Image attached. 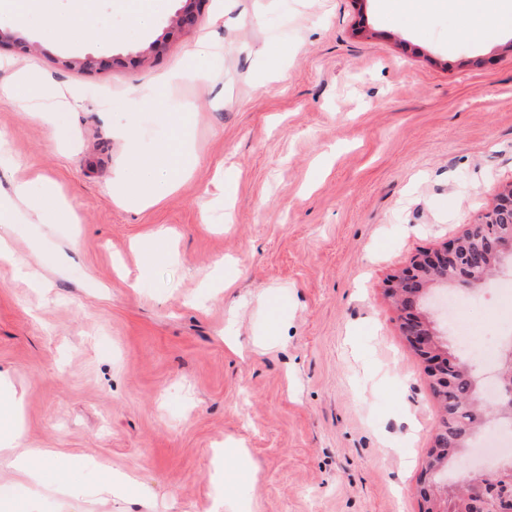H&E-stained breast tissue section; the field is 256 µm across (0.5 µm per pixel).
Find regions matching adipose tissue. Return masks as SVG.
Here are the masks:
<instances>
[{
    "mask_svg": "<svg viewBox=\"0 0 512 512\" xmlns=\"http://www.w3.org/2000/svg\"><path fill=\"white\" fill-rule=\"evenodd\" d=\"M447 6L460 20L452 30L455 39L478 38L498 25L497 13L489 0H399V9L413 22H423L440 6ZM9 10L19 22L36 17L42 30L71 45H79L88 32L87 8L78 4L69 14L57 10L56 0H0V11ZM116 131L128 144V152L115 174V183L128 207L141 209L155 203L175 189L188 174V158L176 142L170 141L151 150L141 149L131 127L120 124ZM17 199L28 201L32 213L42 224H68L72 217L60 203L54 183L44 184L39 199L29 197L26 185L15 190ZM6 463L15 479L0 481V507L6 512H35V495L48 490L65 501H80L87 496L107 501L115 495L137 496L143 488L136 477L99 472L94 484L84 483L78 468L69 458L42 448H10Z\"/></svg>",
    "mask_w": 512,
    "mask_h": 512,
    "instance_id": "1",
    "label": "adipose tissue"
}]
</instances>
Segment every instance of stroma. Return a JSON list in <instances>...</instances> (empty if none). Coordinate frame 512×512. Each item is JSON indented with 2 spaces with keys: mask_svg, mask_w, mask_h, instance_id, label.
<instances>
[{
  "mask_svg": "<svg viewBox=\"0 0 512 512\" xmlns=\"http://www.w3.org/2000/svg\"><path fill=\"white\" fill-rule=\"evenodd\" d=\"M178 7L91 73L65 62L128 28L124 0H89L77 48L0 13L34 45L0 46V88L40 81L0 100V198L50 180L76 217L36 224L21 204L0 223V391L21 400L0 446L145 487L80 512H215L227 447L253 464V512H419L439 412L386 280L512 180V27L452 41L451 12L413 26L388 0H202L194 28L131 63ZM182 66L209 78L165 84ZM172 112L191 173L149 208L117 203L115 124L150 150ZM499 291L456 290L478 342L500 339Z\"/></svg>",
  "mask_w": 512,
  "mask_h": 512,
  "instance_id": "stroma-1",
  "label": "stroma"
}]
</instances>
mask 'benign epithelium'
Returning <instances> with one entry per match:
<instances>
[{
  "mask_svg": "<svg viewBox=\"0 0 512 512\" xmlns=\"http://www.w3.org/2000/svg\"><path fill=\"white\" fill-rule=\"evenodd\" d=\"M181 2L183 5L176 12L171 28L139 51L138 57L160 54L175 33L197 24L201 0ZM478 238L483 239L484 246H467L468 240ZM505 253H512V182L499 190L492 206L480 213L460 235L446 240L437 248L417 253L405 268L388 279L387 293L389 298L396 299L400 333L421 358L431 379L434 396L440 402L456 386L455 377L448 375L455 359L448 352V346L437 339L439 333L423 310L422 299L431 288L440 284L464 288L483 286L492 272L495 259ZM483 399L480 385L470 383L467 395L460 403L465 415L466 437L448 446L432 445L416 486L420 512H447V496L440 495L438 489L446 491L448 487L436 482L435 476L466 452L468 437L485 423L486 417L480 408ZM492 410L500 421L512 425V350L509 351V360L499 370L497 398ZM463 484L464 490L457 493L458 508L455 512H512V464L495 477L474 470Z\"/></svg>",
  "mask_w": 512,
  "mask_h": 512,
  "instance_id": "1",
  "label": "benign epithelium"
}]
</instances>
